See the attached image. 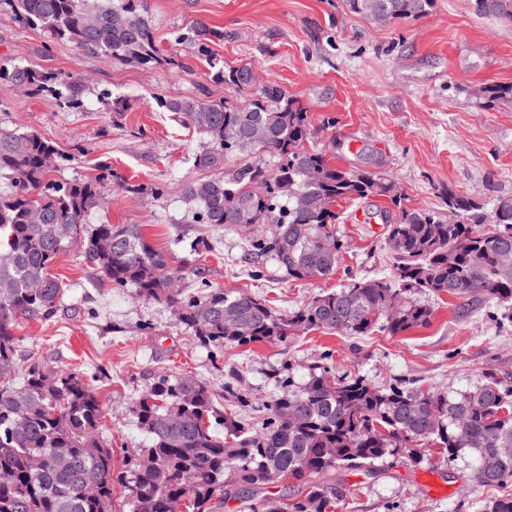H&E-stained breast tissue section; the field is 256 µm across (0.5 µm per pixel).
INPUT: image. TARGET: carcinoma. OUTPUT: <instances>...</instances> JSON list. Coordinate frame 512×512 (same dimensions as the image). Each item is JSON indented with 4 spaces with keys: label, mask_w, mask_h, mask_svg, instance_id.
<instances>
[{
    "label": "carcinoma",
    "mask_w": 512,
    "mask_h": 512,
    "mask_svg": "<svg viewBox=\"0 0 512 512\" xmlns=\"http://www.w3.org/2000/svg\"><path fill=\"white\" fill-rule=\"evenodd\" d=\"M12 20L40 28L51 39L151 66L182 63L159 53L145 0H7ZM437 0H346L348 9L376 23L416 19ZM475 10L512 22V0H475ZM180 38L208 58L215 79L251 95L238 105L177 96L159 106L186 118L205 137L197 167L213 177L192 182L185 194L198 207L197 223L211 226L274 224L278 234L248 240L254 257H270L295 280H326L336 274L340 242L329 231L334 206L346 199L381 196L398 209L388 236L392 276L352 278L336 291L314 296L279 314L245 292L209 288L190 297L179 288V270L155 249L137 224L88 226L100 206L103 182L125 180L105 162L91 180H58V150L23 127L0 129V512H116L115 490L127 491L129 512H218L240 490L248 512H335L341 495L329 478L340 469L370 468L388 457L420 462L429 442L453 459L475 456L480 486L512 484V387L493 372L456 397L429 388H381L363 378L346 380L322 366L297 391L276 398L258 425H246L237 408L244 394L220 412L202 382L162 375L133 414L149 436L145 448L127 451L125 469L113 465L102 436L103 407L85 375L57 370L28 357L19 360L16 329L22 319L48 320L67 284L51 273L54 260L76 248L115 287H135L142 300L172 305L206 345L283 342L297 332L320 329L366 336L378 326L397 335L429 323L432 311L407 297L412 291L460 299L482 296L512 306V271L499 252L512 247V197L497 200L491 217L471 197L448 191L445 204L461 215L443 224L440 212L407 209L393 184L368 171H345L322 150L308 146V112L276 83L254 91L250 66H224L211 45L224 32L196 20ZM0 79L19 80L35 96L63 109L83 106L84 85L70 75L28 66L0 67ZM487 101L512 99V85L484 87ZM264 133L263 145L251 133ZM274 159V167L265 157ZM245 162L232 166L236 159ZM21 387H15L16 376ZM304 414L289 426L288 413ZM224 427L220 434L217 427ZM44 457L36 468L32 459ZM316 481L308 483L306 479ZM293 479L306 486L299 498L264 495Z\"/></svg>",
    "instance_id": "cac0c4a2"
}]
</instances>
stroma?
Masks as SVG:
<instances>
[{"label": "stroma", "mask_w": 512, "mask_h": 512, "mask_svg": "<svg viewBox=\"0 0 512 512\" xmlns=\"http://www.w3.org/2000/svg\"><path fill=\"white\" fill-rule=\"evenodd\" d=\"M147 2L162 54L182 69L126 64L55 41L19 27L0 9L1 65L60 71L86 86L84 107L66 111L0 80V126L33 130L69 155L58 179L93 178L99 162L111 163L132 188L104 184V203L91 223L142 225L180 269L187 292L201 293L206 284L242 290L285 313L350 277L392 273L383 222L392 209L379 198L337 203L332 230L342 254L335 276L321 282L292 279L274 260L251 256L243 228L195 223L196 206L184 188L208 176L193 165L203 137L156 101L193 96L235 105L245 97L215 80L207 62L180 41L198 19L223 31L212 50L225 65H250L305 108L311 143L332 165L382 174L416 209L441 208L450 189L489 209L512 196V101L489 103L477 94L490 83L512 84V23L479 14L474 0H437L424 17L386 25L350 13L345 0ZM105 92L129 100L120 125L101 100ZM158 184L163 194L152 195ZM201 238L207 250L191 252ZM51 272L68 290L49 320H21L20 350L86 374L118 469L126 450L148 443L132 409L164 374L194 376L220 409L234 391L256 404L271 401L286 382L302 386L320 363L381 387L421 385L457 395L486 371L512 386V314L481 297H426L429 324L397 335L312 330L284 342L206 346L169 306L140 299L132 287H113L77 251L61 254ZM473 467L472 454L451 462L432 445L416 467L389 458L370 472L344 469L336 474L343 492L336 512H481L504 491L478 486Z\"/></svg>", "instance_id": "35a3bbf8"}]
</instances>
